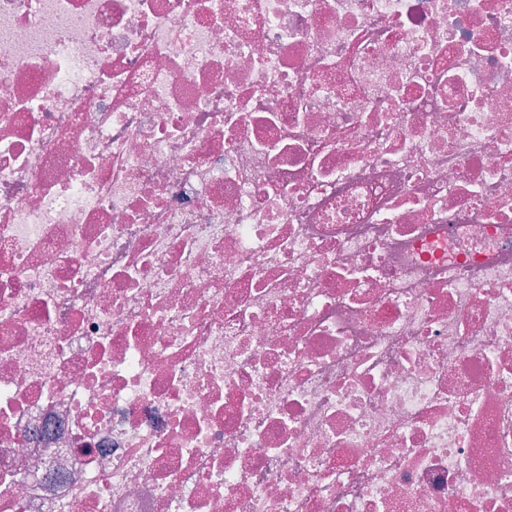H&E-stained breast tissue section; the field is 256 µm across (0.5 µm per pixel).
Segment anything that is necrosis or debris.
<instances>
[{
  "label": "necrosis or debris",
  "mask_w": 512,
  "mask_h": 512,
  "mask_svg": "<svg viewBox=\"0 0 512 512\" xmlns=\"http://www.w3.org/2000/svg\"><path fill=\"white\" fill-rule=\"evenodd\" d=\"M0 512H512V0H0Z\"/></svg>",
  "instance_id": "4bbe7bcc"
}]
</instances>
